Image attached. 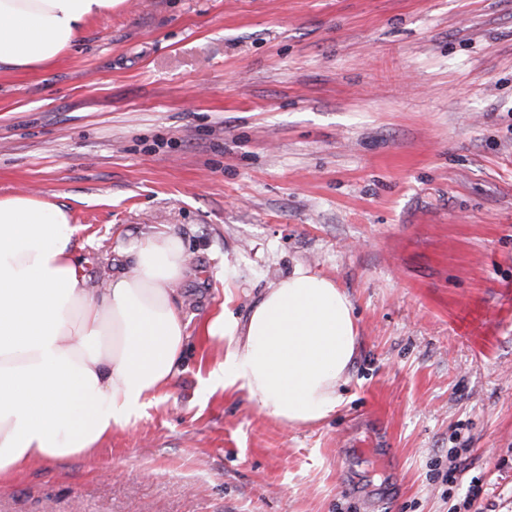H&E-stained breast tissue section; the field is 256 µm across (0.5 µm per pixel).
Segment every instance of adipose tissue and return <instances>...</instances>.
I'll list each match as a JSON object with an SVG mask.
<instances>
[{
  "label": "adipose tissue",
  "mask_w": 512,
  "mask_h": 512,
  "mask_svg": "<svg viewBox=\"0 0 512 512\" xmlns=\"http://www.w3.org/2000/svg\"><path fill=\"white\" fill-rule=\"evenodd\" d=\"M120 2L0 0V72L59 57ZM80 230L55 202L0 198V480L36 459L93 454L164 393L189 340L172 301L188 264L180 237L144 234L131 266L97 291L73 257ZM205 334L224 348L209 383L284 425L322 422L345 401L359 340L354 305L305 266L244 318L225 290Z\"/></svg>",
  "instance_id": "obj_1"
}]
</instances>
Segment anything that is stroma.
<instances>
[{
	"mask_svg": "<svg viewBox=\"0 0 512 512\" xmlns=\"http://www.w3.org/2000/svg\"><path fill=\"white\" fill-rule=\"evenodd\" d=\"M20 192L80 225L93 287L179 235L190 339L160 398L1 480L0 512H512V0H122L0 73ZM228 264L241 317L300 264L349 295L336 415L206 388Z\"/></svg>",
	"mask_w": 512,
	"mask_h": 512,
	"instance_id": "35a3bbf8",
	"label": "stroma"
}]
</instances>
